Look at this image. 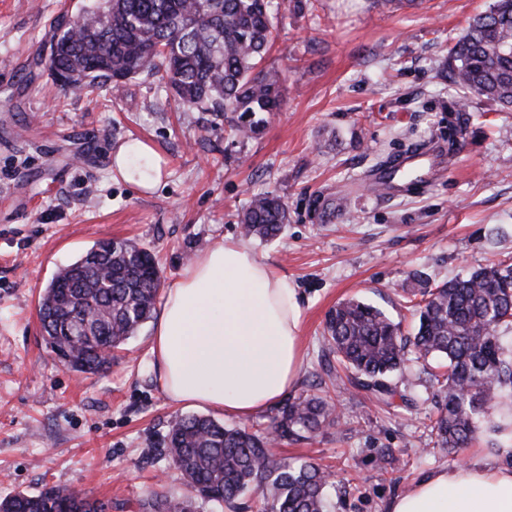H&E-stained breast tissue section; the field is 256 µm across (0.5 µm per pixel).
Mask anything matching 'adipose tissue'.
Segmentation results:
<instances>
[{"label": "adipose tissue", "instance_id": "1", "mask_svg": "<svg viewBox=\"0 0 512 512\" xmlns=\"http://www.w3.org/2000/svg\"><path fill=\"white\" fill-rule=\"evenodd\" d=\"M112 166L138 190H155L162 160L132 139ZM302 307L296 288L239 242L198 253L164 293L151 354L174 401L249 418L268 411L296 385L303 360ZM389 512H512V465L440 468Z\"/></svg>", "mask_w": 512, "mask_h": 512}]
</instances>
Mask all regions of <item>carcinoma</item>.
<instances>
[{"instance_id": "obj_1", "label": "carcinoma", "mask_w": 512, "mask_h": 512, "mask_svg": "<svg viewBox=\"0 0 512 512\" xmlns=\"http://www.w3.org/2000/svg\"><path fill=\"white\" fill-rule=\"evenodd\" d=\"M275 0H90L64 30L58 23L47 56L36 64L60 87L94 92L116 89L138 76H159L185 107L235 115L231 133L258 134L263 112L281 108L286 70L257 69L274 40ZM449 81L460 111L475 94L512 106V0H496L475 17L451 50ZM288 221L280 196L257 197L244 210L242 233L269 240ZM419 288L403 290L418 314L413 336L402 333L381 309L349 298L329 310L323 341L349 372L348 381L390 404L391 375L409 352L438 361L430 373L436 412L429 417L432 449L455 455L479 435L500 434L509 423L499 413L512 396V263H492L442 284L418 272ZM153 254L128 240L97 242L57 273L39 301L46 345L72 372L99 374L112 366L101 353L137 335L151 318L160 287ZM337 424L329 394L303 392L286 399L270 423L255 430L228 427L201 415L170 422L155 453L168 458L188 494L157 492L139 507L151 512H198L197 503L232 507L248 491L264 500L263 512H329L330 473L310 461L290 463L270 452L269 433L309 440ZM82 490L52 486L37 494L0 499V512H107Z\"/></svg>"}]
</instances>
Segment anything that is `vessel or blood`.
I'll list each match as a JSON object with an SVG mask.
<instances>
[{"instance_id": "b4317fda", "label": "vessel or blood", "mask_w": 512, "mask_h": 512, "mask_svg": "<svg viewBox=\"0 0 512 512\" xmlns=\"http://www.w3.org/2000/svg\"><path fill=\"white\" fill-rule=\"evenodd\" d=\"M437 165L438 156L434 150L412 147L378 169L374 180L385 194L403 193L414 185L429 182Z\"/></svg>"}]
</instances>
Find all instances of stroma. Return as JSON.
I'll list each match as a JSON object with an SVG mask.
<instances>
[{"instance_id": "stroma-1", "label": "stroma", "mask_w": 512, "mask_h": 512, "mask_svg": "<svg viewBox=\"0 0 512 512\" xmlns=\"http://www.w3.org/2000/svg\"><path fill=\"white\" fill-rule=\"evenodd\" d=\"M88 0H0V498L44 486L84 489L109 512H138L154 492H187L152 450L177 415L150 353L154 322L112 353L101 375L68 370L44 342L38 302L51 277L106 239L151 250L164 286L199 252L245 242L286 276L303 308L306 358L297 390L323 372V330L356 297L412 333L401 299L412 272L432 282L512 258V109L471 97L460 112L443 72L448 51L493 0H286L269 61L287 71L280 111L255 137L229 139L226 119L187 110L164 81L120 91L65 90L30 61L64 13ZM148 142L168 174L149 195L113 177L112 152ZM447 147L446 171L403 196L369 177L411 145ZM289 221L268 241L244 239L238 215L265 193ZM423 362L392 377L413 406L336 390L337 427L276 457L331 471L330 512H387L443 466H498L478 442L458 457L429 453L433 389Z\"/></svg>"}]
</instances>
